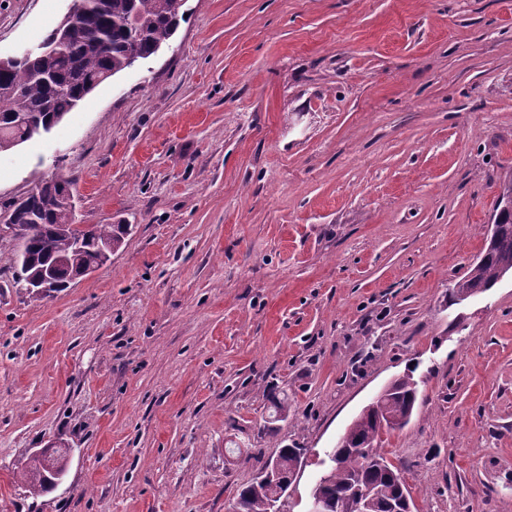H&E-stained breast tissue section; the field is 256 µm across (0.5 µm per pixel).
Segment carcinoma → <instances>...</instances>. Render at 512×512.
Listing matches in <instances>:
<instances>
[{"label":"carcinoma","instance_id":"1","mask_svg":"<svg viewBox=\"0 0 512 512\" xmlns=\"http://www.w3.org/2000/svg\"><path fill=\"white\" fill-rule=\"evenodd\" d=\"M186 0H79L63 33L51 30L36 49L0 66V152L33 138L37 130L56 127L88 94L138 61L155 55L176 33ZM71 181L43 183L20 198L0 200L5 224H25L29 233L17 243V283L25 284L43 267L65 259L63 276L82 274L97 258L98 246L120 248L126 224H91L80 251L70 247L62 228L72 219ZM498 233L466 275L452 287L463 300L488 291L512 273V173L500 178L495 207ZM417 382L407 375L394 380L366 406L332 451L333 466L312 492L322 512H345L350 500L364 502L365 512H392L399 491H408L399 469L379 451L381 434L402 429L413 414ZM367 450L363 455L361 450ZM302 449L284 445L277 453L273 482L254 480L244 487L232 512H274L279 489L302 466ZM43 461L30 456L21 471L24 488L37 495L52 488L43 477Z\"/></svg>","mask_w":512,"mask_h":512}]
</instances>
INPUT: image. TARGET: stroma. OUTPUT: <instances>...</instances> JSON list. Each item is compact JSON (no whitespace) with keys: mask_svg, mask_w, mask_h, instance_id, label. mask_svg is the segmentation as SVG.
<instances>
[{"mask_svg":"<svg viewBox=\"0 0 512 512\" xmlns=\"http://www.w3.org/2000/svg\"><path fill=\"white\" fill-rule=\"evenodd\" d=\"M70 0H5L0 58ZM151 59L0 153V199L54 176L126 224L40 299L0 244V512H228L254 454L305 450L281 512L392 380L380 451L420 512H512V275L452 295L512 172V0H187ZM288 396L275 433L270 387ZM69 448L33 495L19 467Z\"/></svg>","mask_w":512,"mask_h":512,"instance_id":"35a3bbf8","label":"stroma"}]
</instances>
